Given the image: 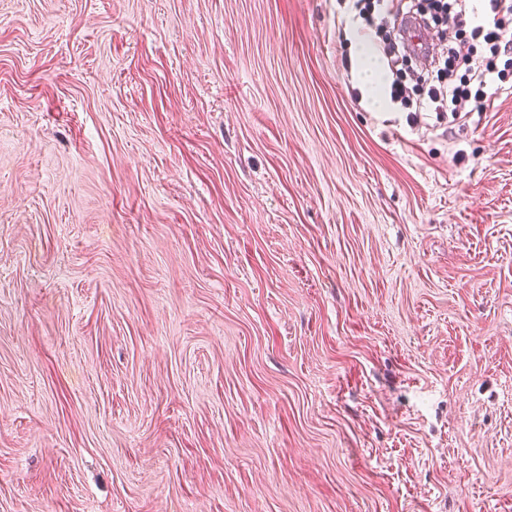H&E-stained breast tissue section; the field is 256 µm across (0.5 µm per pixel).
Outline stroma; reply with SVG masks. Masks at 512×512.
Returning a JSON list of instances; mask_svg holds the SVG:
<instances>
[{
  "label": "stroma",
  "instance_id": "obj_1",
  "mask_svg": "<svg viewBox=\"0 0 512 512\" xmlns=\"http://www.w3.org/2000/svg\"><path fill=\"white\" fill-rule=\"evenodd\" d=\"M338 10L0 0V512H512V74ZM481 2H488L487 4V17L492 18V25L488 23L475 25L471 34L475 38L482 37L483 41L489 45L490 57H461L460 64L457 54H452L448 50V56L443 57L442 54L437 55L432 50L427 54L431 57L433 67L436 68V78L438 81L445 78L448 81L439 88H432L428 92V101L421 103L419 108L424 109L426 112H450L452 118L451 122H455L462 118L463 106L471 97V92L462 78L459 84H456V75L461 67H465V72L472 73L473 77L479 81V88L474 94V107L468 111L482 112L489 107L495 96L502 90V87H491V80L487 81V76L497 73L498 79L502 75V70H497L495 60L499 57H505L504 68L512 66V1L511 0H485ZM456 63L457 68L451 70ZM487 89V90H485ZM493 90V91H492Z\"/></svg>",
  "mask_w": 512,
  "mask_h": 512
}]
</instances>
